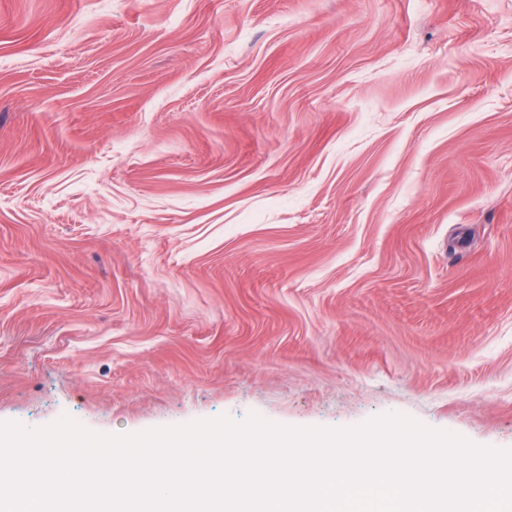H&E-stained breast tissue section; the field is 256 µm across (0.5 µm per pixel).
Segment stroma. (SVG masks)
I'll use <instances>...</instances> for the list:
<instances>
[{
    "mask_svg": "<svg viewBox=\"0 0 512 512\" xmlns=\"http://www.w3.org/2000/svg\"><path fill=\"white\" fill-rule=\"evenodd\" d=\"M252 414L512 450V0H0V423Z\"/></svg>",
    "mask_w": 512,
    "mask_h": 512,
    "instance_id": "1",
    "label": "stroma"
}]
</instances>
